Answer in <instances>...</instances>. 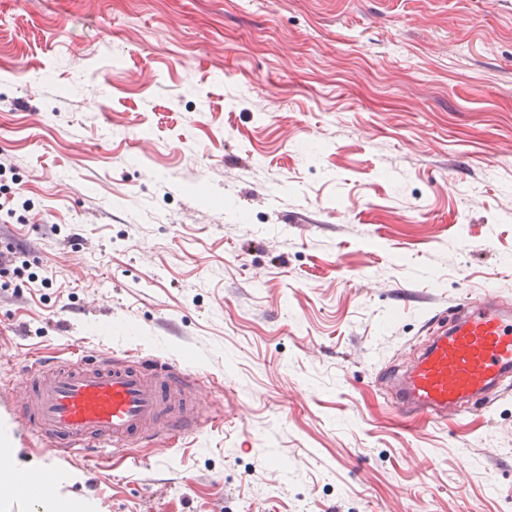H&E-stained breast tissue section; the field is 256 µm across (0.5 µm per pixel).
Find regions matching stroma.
Returning a JSON list of instances; mask_svg holds the SVG:
<instances>
[{
    "label": "stroma",
    "mask_w": 512,
    "mask_h": 512,
    "mask_svg": "<svg viewBox=\"0 0 512 512\" xmlns=\"http://www.w3.org/2000/svg\"><path fill=\"white\" fill-rule=\"evenodd\" d=\"M0 376L158 354L199 438L33 470L95 512H512V394L408 430L426 323L512 304V0H0Z\"/></svg>",
    "instance_id": "1"
}]
</instances>
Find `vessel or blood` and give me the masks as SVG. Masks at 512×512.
Masks as SVG:
<instances>
[{"instance_id":"1","label":"vessel or blood","mask_w":512,"mask_h":512,"mask_svg":"<svg viewBox=\"0 0 512 512\" xmlns=\"http://www.w3.org/2000/svg\"><path fill=\"white\" fill-rule=\"evenodd\" d=\"M431 339L405 370L390 373L403 422L425 426L486 407L512 389V306L487 294L435 318ZM0 401L51 459L125 454L159 436H193L213 422L202 389L177 364L101 351L74 361L35 362L0 384Z\"/></svg>"}]
</instances>
